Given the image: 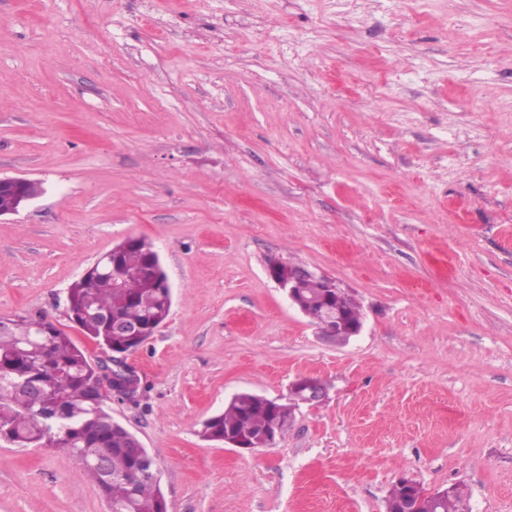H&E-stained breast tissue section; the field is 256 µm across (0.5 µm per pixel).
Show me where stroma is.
<instances>
[{
    "label": "stroma",
    "mask_w": 512,
    "mask_h": 512,
    "mask_svg": "<svg viewBox=\"0 0 512 512\" xmlns=\"http://www.w3.org/2000/svg\"><path fill=\"white\" fill-rule=\"evenodd\" d=\"M0 317H48L129 237L172 288L115 420L167 512H384L405 476L512 512V0H0ZM333 279L322 341L269 260ZM328 386L274 446L205 440L236 393ZM0 512H109L0 439ZM31 182L33 181L26 178H0L1 208L9 207V199L2 197L1 193H5L11 199V206L8 209L0 208V217L17 214L21 209L42 194L41 191L33 192L29 188ZM267 271L270 278L286 293L291 304L317 326L319 336L323 341L347 344L351 338L361 333L363 316H361L358 303L352 298L347 299L348 293L332 279L319 276L304 266L289 265L279 261L270 262ZM314 280H320L323 285L321 297L316 302H312L306 297L304 289L308 283ZM343 303L349 319L352 321L360 319V321L350 322L347 320L343 312ZM316 304L330 313V316L323 317L328 321L327 324L320 321L318 312H314Z\"/></svg>",
    "instance_id": "stroma-1"
}]
</instances>
